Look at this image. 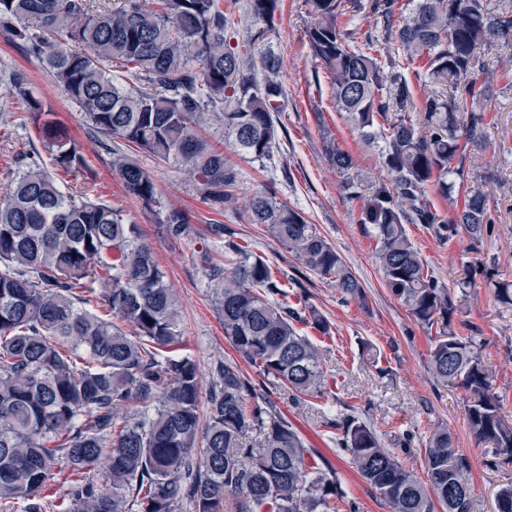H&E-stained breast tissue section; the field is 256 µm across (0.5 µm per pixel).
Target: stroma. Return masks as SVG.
<instances>
[{
    "label": "stroma",
    "mask_w": 512,
    "mask_h": 512,
    "mask_svg": "<svg viewBox=\"0 0 512 512\" xmlns=\"http://www.w3.org/2000/svg\"><path fill=\"white\" fill-rule=\"evenodd\" d=\"M313 22L307 0H279L269 38L283 60L280 75L283 108L274 117L276 143L269 159H245L226 151L240 173L235 198L217 204L206 197L199 176L182 163L156 160L123 140L103 135L89 125L53 75L25 53L10 31L0 28V189L21 169L25 158L38 154L50 160V149L34 126L21 100L9 90V78L25 77L32 95L50 107L55 118L81 145L86 166L82 171H56L61 187H92L97 197L122 211L128 223L138 225L152 245L155 257L175 291L181 307L183 342L180 353L196 362L203 385H211L217 362L237 364L245 376L259 380V370L236 352L224 336V325L214 307L202 255L224 258V240L215 225L230 229L238 242L248 245L271 266L286 285L289 304L309 306L329 324L328 335L303 328L323 358L327 388L322 396L292 401L287 391L273 390L271 399L301 431L305 445L337 469L347 499L360 512H389L388 506L336 454L330 423L349 413L366 420L386 448L393 451L417 479H425L422 447L402 448L397 437L409 430L424 436L437 425H447L455 445L471 467L473 512H496V494L512 482V466L493 470L486 460L490 447L477 442L465 422V393L436 383L429 371V351L438 329L419 326L407 307L385 285L375 260V239L363 230L358 202L343 190L347 179L358 176L384 179L377 153L368 147L336 112L331 88L313 57L307 31ZM494 74V94L485 105L484 145L466 162L483 177L494 234L480 251H473L466 235L444 243L424 225L407 227L429 270L443 284L454 286L465 263L482 260L496 280L512 281V49H493L488 57ZM355 161L354 169L337 170L336 151ZM131 155L147 169L156 184L157 201L145 206L130 195L112 171L113 152ZM273 186L279 201L300 212L317 226L358 278L364 300L343 296L334 283L306 269L288 248L261 225L251 223L245 199ZM183 211L189 235H169L163 224L168 210ZM486 275H476L466 296L457 297L452 327L460 334L477 332L485 364L495 368L494 391L504 416L512 418V308L493 302ZM378 357L370 363L363 346Z\"/></svg>",
    "instance_id": "obj_1"
}]
</instances>
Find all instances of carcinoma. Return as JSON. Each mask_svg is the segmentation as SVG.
Listing matches in <instances>:
<instances>
[{
    "label": "carcinoma",
    "instance_id": "obj_1",
    "mask_svg": "<svg viewBox=\"0 0 512 512\" xmlns=\"http://www.w3.org/2000/svg\"><path fill=\"white\" fill-rule=\"evenodd\" d=\"M278 0H251L264 23L248 48L221 0H0V26L49 70L99 132L161 161H180L216 200L231 201L239 173L198 134L222 115L224 145L253 160L275 144L282 59L268 41ZM313 57L326 71L333 105L378 148L385 181L344 186L360 203L359 223L375 233L385 285L424 328L452 325L450 288L425 267L408 224H425L443 242L466 234L474 251L492 236L477 174L465 165L482 138L483 102L492 91L487 53L512 47V8L488 0H353L377 17L379 37L339 24L343 0H309ZM263 72L245 74L243 54ZM125 73L112 78L111 68ZM10 89L43 134L53 164L86 166L82 148L14 74ZM112 168L144 205L156 203L151 173L124 153ZM452 202L443 214L429 188ZM250 222L263 225L301 264L361 300L364 290L332 244L273 189L254 192ZM164 223L189 233L172 209ZM224 336L272 387L292 400L322 391V358L296 324L328 329L315 310L282 302L268 263L231 238L224 264L205 259ZM495 301L512 306V284L489 281ZM103 300L112 313L92 307ZM131 326L126 330L120 323ZM183 343L178 299L152 246L120 210L61 189L34 158L0 196V506L23 512H328L341 498L336 469L307 463L311 449L265 391L231 362L215 368L205 429L201 380ZM437 383L465 392V419L491 445L487 465H512V419L493 391L481 338L448 330L429 353ZM138 408L131 409V402ZM336 450L390 512H472L470 463L451 431L437 426L424 443L427 482L416 479L374 428L337 420ZM64 464L76 474L59 504L42 493Z\"/></svg>",
    "mask_w": 512,
    "mask_h": 512
}]
</instances>
